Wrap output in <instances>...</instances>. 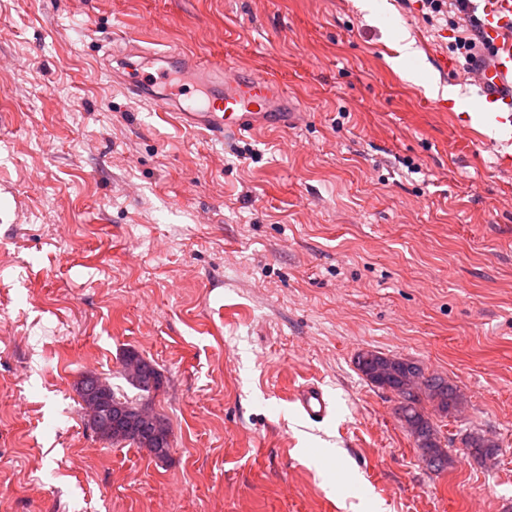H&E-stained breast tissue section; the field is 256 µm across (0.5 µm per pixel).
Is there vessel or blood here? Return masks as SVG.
Here are the masks:
<instances>
[{"mask_svg": "<svg viewBox=\"0 0 512 512\" xmlns=\"http://www.w3.org/2000/svg\"><path fill=\"white\" fill-rule=\"evenodd\" d=\"M482 11L480 41L490 53L486 62L474 66L467 84L478 90L471 109L489 117L500 137L512 145V0H478ZM148 63L157 67L155 73L128 75L129 97L148 101L160 111L176 113L190 129L207 133L220 141H233L258 123L289 127L304 118L298 105L271 77L262 74L244 75L223 65L200 67L197 61L180 50L146 53ZM203 87L206 104L190 107L177 98L161 94L170 74ZM302 412L311 420L329 416L331 405L318 384L300 387L295 395Z\"/></svg>", "mask_w": 512, "mask_h": 512, "instance_id": "obj_1", "label": "vessel or blood"}]
</instances>
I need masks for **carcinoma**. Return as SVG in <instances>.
<instances>
[{"mask_svg":"<svg viewBox=\"0 0 512 512\" xmlns=\"http://www.w3.org/2000/svg\"><path fill=\"white\" fill-rule=\"evenodd\" d=\"M124 361L137 363V372L126 375V381L139 395H148L161 388L160 373L138 352L127 351ZM379 365L381 358L371 357L367 351L357 357L358 370L367 381L371 380V374ZM375 385L402 398L397 407L399 419L413 436L422 461L432 471L444 470L450 462L448 449L443 446L436 425L424 414V409L426 404L433 403L443 412L458 410L463 398L457 386L441 376H426L418 365L411 370L402 364L386 373L384 380L375 382ZM87 391L98 393L103 398V416L91 426L97 436L114 444H133L146 450L154 459L169 457L167 437L170 425L166 418L155 414L151 421L141 419L139 412L143 407L97 376L78 382L79 396H84ZM465 441L472 456L483 463L495 453V442L483 434H469Z\"/></svg>","mask_w":512,"mask_h":512,"instance_id":"carcinoma-1","label":"carcinoma"}]
</instances>
